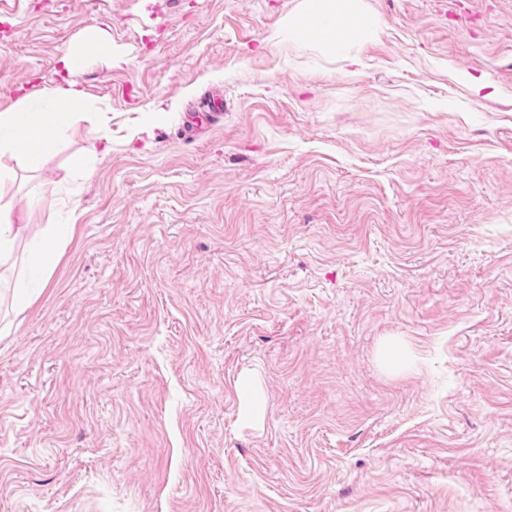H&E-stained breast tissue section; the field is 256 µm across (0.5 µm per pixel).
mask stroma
Here are the masks:
<instances>
[{
	"instance_id": "35a3bbf8",
	"label": "stroma",
	"mask_w": 512,
	"mask_h": 512,
	"mask_svg": "<svg viewBox=\"0 0 512 512\" xmlns=\"http://www.w3.org/2000/svg\"><path fill=\"white\" fill-rule=\"evenodd\" d=\"M302 2L0 0V110L123 58L0 183L75 227L0 266V512H512V0H363L352 71ZM103 56L112 57L113 64H119L122 60L112 54L106 33L99 27L91 28L86 34L79 52H69L62 57V65L66 74L71 75L78 66L81 56ZM99 143L101 148L96 145ZM112 148V131L108 126H102L99 136L90 148L85 149L82 153L75 155L71 163L75 168L89 171L92 162L97 160L100 156L106 154ZM74 225L65 224L61 227H49L42 232L40 254L42 261L39 263L41 267H47L54 257L55 251L61 245L65 237L70 231H73Z\"/></svg>"
}]
</instances>
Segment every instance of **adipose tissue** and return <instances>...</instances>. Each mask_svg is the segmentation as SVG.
Listing matches in <instances>:
<instances>
[{"label": "adipose tissue", "mask_w": 512, "mask_h": 512, "mask_svg": "<svg viewBox=\"0 0 512 512\" xmlns=\"http://www.w3.org/2000/svg\"><path fill=\"white\" fill-rule=\"evenodd\" d=\"M304 15L324 32L336 52L371 25L360 0H304ZM110 47L103 29L94 27L86 34L79 51L63 56L67 73L63 83L45 96L44 105H37L25 96L12 109L0 112V156L9 154L15 166L0 165V181L14 176L16 169L35 171L41 168L66 137L72 121L86 103L81 85L71 80L81 56H103Z\"/></svg>", "instance_id": "1"}]
</instances>
